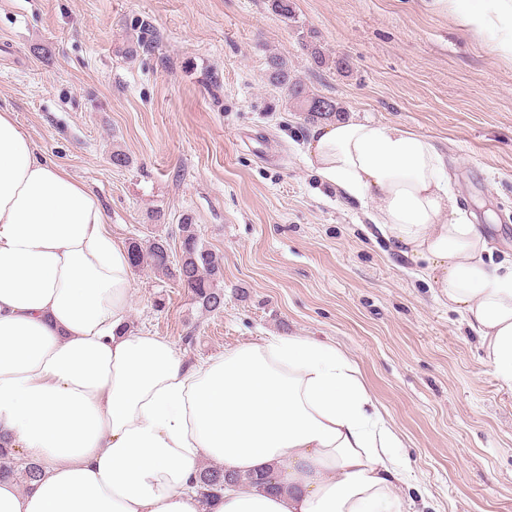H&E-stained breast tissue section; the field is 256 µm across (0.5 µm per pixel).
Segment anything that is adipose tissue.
Here are the masks:
<instances>
[{"label":"adipose tissue","instance_id":"1","mask_svg":"<svg viewBox=\"0 0 512 512\" xmlns=\"http://www.w3.org/2000/svg\"><path fill=\"white\" fill-rule=\"evenodd\" d=\"M430 6L497 29L512 60V0ZM305 157L424 262L512 388V266L492 263L432 140L343 113L314 122ZM131 291L97 195L0 112V441L40 468L28 490L0 481V512H403L399 437L335 346L268 336L188 366L168 339L129 331ZM206 460L280 489L229 487L201 507Z\"/></svg>","mask_w":512,"mask_h":512}]
</instances>
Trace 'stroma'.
I'll return each instance as SVG.
<instances>
[{
  "label": "stroma",
  "mask_w": 512,
  "mask_h": 512,
  "mask_svg": "<svg viewBox=\"0 0 512 512\" xmlns=\"http://www.w3.org/2000/svg\"><path fill=\"white\" fill-rule=\"evenodd\" d=\"M294 3L288 22L270 0H0V111L99 196L118 242L178 248L188 217L220 259L217 315L133 270L131 330L189 363L270 335L333 344L400 437L404 512H512V389L419 263L312 174L311 123L267 66L279 54L344 111L430 137L499 261L512 256V61L425 0ZM141 21L155 42L133 56Z\"/></svg>",
  "instance_id": "1"
}]
</instances>
